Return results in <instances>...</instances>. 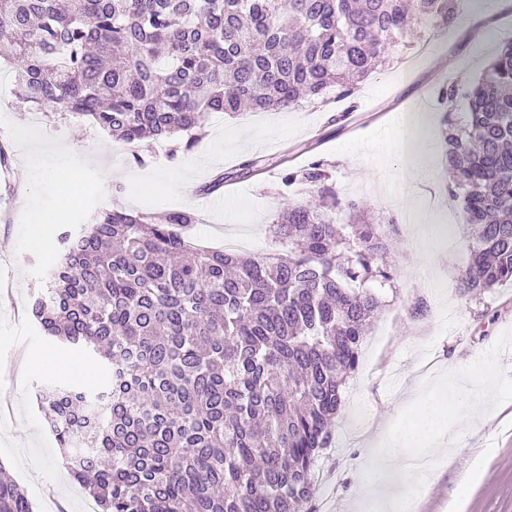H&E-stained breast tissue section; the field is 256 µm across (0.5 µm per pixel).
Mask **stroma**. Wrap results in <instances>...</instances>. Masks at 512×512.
<instances>
[{"label":"stroma","mask_w":512,"mask_h":512,"mask_svg":"<svg viewBox=\"0 0 512 512\" xmlns=\"http://www.w3.org/2000/svg\"><path fill=\"white\" fill-rule=\"evenodd\" d=\"M512 35V11L494 0H473L447 32L426 26L409 30L394 48L395 60L377 69L347 98L300 100L288 109L240 114L212 113L195 146L156 159L154 150L134 154L90 122L61 120L18 106L12 65L0 62V462L24 468L17 482L38 512H87L88 497L69 472L60 471V450L35 393L46 385L91 392L105 370L85 352L45 335L30 318L33 293L56 263V230L91 223L98 210L164 213L201 209L200 234L247 238L248 254L275 246L274 225L286 200L307 199L303 185H284V169L299 170L323 160L341 200H354L371 214L386 217L387 256L396 291L364 338L357 371L347 379L344 403L333 421L331 441L317 458L321 480L312 512H360L359 485L366 476L376 433L390 427L420 396L433 375L473 363L498 337L512 329V283L480 296L463 291L468 263L464 240L470 233L461 198L451 196L438 130L431 119L441 106L438 92L452 81L480 75L499 46ZM421 112L430 122L423 150L433 168L421 184L416 205L400 192L406 157L398 142L399 117ZM71 146L70 170L63 178H18L29 153ZM254 173H244L245 163ZM191 171L188 192H169L170 173ZM223 176L218 191L200 186ZM39 198L46 248L29 238L20 191ZM69 196L61 205L60 196ZM429 259H422V252ZM41 358L38 371L24 368L26 357ZM74 358L71 374L56 361ZM426 475L414 512H512V402L484 413L473 411L454 436L423 457Z\"/></svg>","instance_id":"1"}]
</instances>
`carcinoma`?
<instances>
[{
  "instance_id": "obj_1",
  "label": "carcinoma",
  "mask_w": 512,
  "mask_h": 512,
  "mask_svg": "<svg viewBox=\"0 0 512 512\" xmlns=\"http://www.w3.org/2000/svg\"><path fill=\"white\" fill-rule=\"evenodd\" d=\"M460 0H0V59L21 60L18 102L85 117L138 149L212 112L289 107L384 65L407 28L449 31ZM445 165L464 194L467 292L512 282V39L465 92ZM316 206L288 201V254L194 250L193 209L103 211L58 235L31 313L109 373L94 393L36 398L71 476L100 512H309L315 463L393 281L375 224L336 223L317 161L285 173ZM0 512H33L0 478Z\"/></svg>"
}]
</instances>
